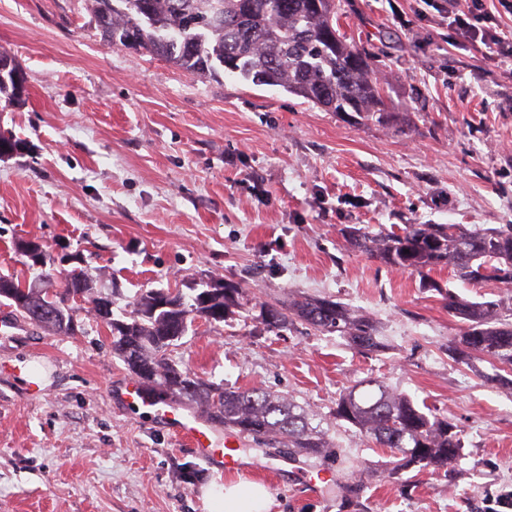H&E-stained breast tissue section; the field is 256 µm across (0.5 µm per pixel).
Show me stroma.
<instances>
[{
    "label": "stroma",
    "mask_w": 512,
    "mask_h": 512,
    "mask_svg": "<svg viewBox=\"0 0 512 512\" xmlns=\"http://www.w3.org/2000/svg\"><path fill=\"white\" fill-rule=\"evenodd\" d=\"M341 30L376 57L411 130L356 125L275 87L202 78L103 41L89 0H0V51L28 97L0 100V274H22V240L55 272L82 271L113 312L144 290L196 294L237 284L220 327L195 320L168 353L215 383L285 393L337 448L288 457L247 438L240 476L267 485L273 512H512V388L501 364L457 362L464 326L418 275L343 249L341 230L512 224V61L463 47L423 0H346ZM431 277L512 311V288ZM328 297L370 313L384 352L335 333L267 331L260 306ZM71 334L0 307V512H208L202 488L227 473L152 415L122 403L130 377L90 302ZM383 381L461 432L453 465L387 477L389 449L337 420L336 402ZM325 482L310 485L311 470Z\"/></svg>",
    "instance_id": "obj_1"
}]
</instances>
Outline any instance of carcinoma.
I'll return each instance as SVG.
<instances>
[{
    "instance_id": "obj_1",
    "label": "carcinoma",
    "mask_w": 512,
    "mask_h": 512,
    "mask_svg": "<svg viewBox=\"0 0 512 512\" xmlns=\"http://www.w3.org/2000/svg\"><path fill=\"white\" fill-rule=\"evenodd\" d=\"M97 27L114 46L136 42V50L161 57L193 75L221 72L256 86L279 87L361 124L390 123L388 97L377 79L375 60L347 40L338 24L343 0H91ZM25 77L0 80V98L21 102ZM346 246L393 270L415 272L422 287L448 301V312L465 325L454 351L461 359L489 357L512 368V321L499 302L471 301L429 278L436 268L450 267L461 281H494L512 286V224L470 229L464 224H406L399 231L372 235L344 229ZM32 280L51 287L45 302L55 312V327L73 331L81 307L71 290L85 296L93 282L82 273L67 274L56 286L51 273L33 271ZM14 295L0 292V303L16 307L26 280L10 276ZM164 289L140 294L125 318L102 319L112 334V350L141 382L163 396L205 406L215 423L252 439L274 442L288 454L316 457L329 447L313 415L287 395L259 389L241 390L206 382L166 357L195 318L224 322L242 291L226 283L194 296L173 293L170 306L156 308ZM271 330L295 323L316 331L338 333L351 345L376 351L378 324L370 316L326 298L291 299L286 306H262ZM336 419L358 428L374 444L393 450L391 472L445 467L463 448L457 425L422 411L413 400L376 379L363 380L336 402Z\"/></svg>"
}]
</instances>
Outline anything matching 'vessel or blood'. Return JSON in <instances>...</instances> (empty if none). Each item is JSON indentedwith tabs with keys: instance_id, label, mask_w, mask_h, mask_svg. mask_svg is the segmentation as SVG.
<instances>
[{
	"instance_id": "1",
	"label": "vessel or blood",
	"mask_w": 512,
	"mask_h": 512,
	"mask_svg": "<svg viewBox=\"0 0 512 512\" xmlns=\"http://www.w3.org/2000/svg\"><path fill=\"white\" fill-rule=\"evenodd\" d=\"M120 396L126 402L150 410L164 424L190 435L197 448L199 457L208 465L220 470H230L240 465L241 460L234 447H213L210 435L212 428L205 420L191 414L178 412L175 405L167 399L159 398L140 381L130 379L124 382Z\"/></svg>"
}]
</instances>
